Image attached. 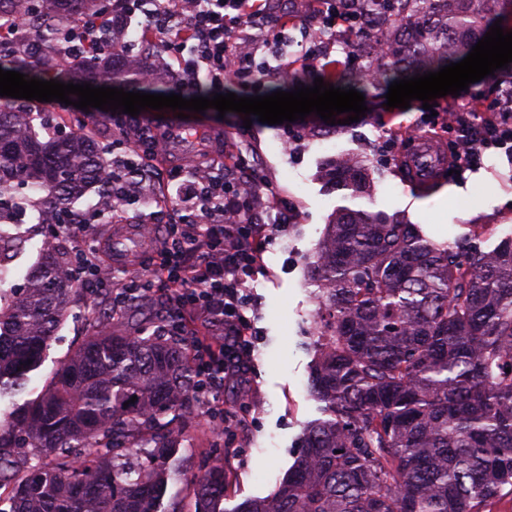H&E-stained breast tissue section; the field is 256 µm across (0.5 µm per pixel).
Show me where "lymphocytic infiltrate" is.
Segmentation results:
<instances>
[{"instance_id":"f902f5d3","label":"lymphocytic infiltrate","mask_w":512,"mask_h":512,"mask_svg":"<svg viewBox=\"0 0 512 512\" xmlns=\"http://www.w3.org/2000/svg\"><path fill=\"white\" fill-rule=\"evenodd\" d=\"M267 0H195L184 13L173 0H157L145 27L159 26L168 50L177 53L184 73L177 87L190 91L209 85L220 88L225 77L240 87L256 80L260 66L255 47H271L283 39L282 24H267ZM256 29L251 50L240 38L244 27ZM202 43L184 49L196 30ZM210 152H203L192 169L169 170L172 180L187 179L184 201L169 217L150 264L128 266L127 275L113 282L101 266L105 246L94 222L61 225L75 247L69 278L90 296L108 291L113 311L129 301L160 296L165 313L157 328L165 336L187 339V355L200 372L199 392L207 394L221 378L248 386L252 328L246 315L247 283L263 262L265 244L285 224H260L252 219L256 206H280L279 195L259 174L247 184L224 180L215 173Z\"/></svg>"}]
</instances>
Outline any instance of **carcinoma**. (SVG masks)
Wrapping results in <instances>:
<instances>
[{
  "instance_id": "carcinoma-1",
  "label": "carcinoma",
  "mask_w": 512,
  "mask_h": 512,
  "mask_svg": "<svg viewBox=\"0 0 512 512\" xmlns=\"http://www.w3.org/2000/svg\"><path fill=\"white\" fill-rule=\"evenodd\" d=\"M350 45L366 64L323 71L324 84L364 92L465 58L512 0H348ZM80 20L101 39L66 65L61 48ZM100 0H0V69L65 84L143 87L139 62L114 35ZM62 136L46 113L0 100V234L31 206L75 224L70 206L110 164L73 115ZM404 160L383 153L402 180ZM375 166L335 160L343 199L371 194ZM470 235L438 242L400 215L341 206L307 263L318 302L308 381L327 418L309 424L302 452L274 493L237 512H492L512 496V239L492 250ZM70 252L51 247L15 298L0 287V402H14L72 308ZM181 337L96 330L35 397L0 418V488L9 512H154L169 476L175 430L196 372ZM511 372H506V369ZM137 400H132V397ZM31 449V458L19 449ZM224 465L196 480L192 512H224Z\"/></svg>"
}]
</instances>
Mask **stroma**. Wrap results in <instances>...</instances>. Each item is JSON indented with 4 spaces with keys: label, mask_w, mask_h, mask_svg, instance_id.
I'll return each instance as SVG.
<instances>
[{
    "label": "stroma",
    "mask_w": 512,
    "mask_h": 512,
    "mask_svg": "<svg viewBox=\"0 0 512 512\" xmlns=\"http://www.w3.org/2000/svg\"><path fill=\"white\" fill-rule=\"evenodd\" d=\"M309 45L302 36L284 52L259 55V62L267 67L261 75V94L271 93L285 78L304 73L302 56ZM496 83L512 84V70L501 69L496 80L472 83L460 95L432 99L428 111L419 100L411 101L409 108L390 111L385 105L386 88L370 90L365 95V116L337 125L338 149L367 160L378 159L385 140L398 142L409 133L428 132L424 120L433 110L445 130L452 110L466 111L473 123H486L488 113L469 110L468 105L473 99L489 98ZM243 119V114L229 111L221 115L210 108L191 113L186 123L217 136L231 128L238 130L236 146L245 158L246 170L264 176L284 206L294 210L296 220L273 236L263 255V270L249 282L246 314L253 327L254 349L249 393L241 395L238 385L228 381L209 394L207 401L193 400L172 475L154 504L155 512H188L193 505L189 478L204 455L230 466L226 512H234L246 499L269 496L301 451L304 424L323 416L322 403L308 389L318 304L313 287L307 284L306 263L342 199L321 177L328 155L319 152L307 136L309 127L321 124L322 119L312 114L283 124L256 121L248 128ZM371 206L404 216L437 241H452L481 229L487 247H494L512 237V155L495 149L482 151L476 166L448 175L440 191L430 197L416 195L396 176L380 170L374 176ZM93 330V322L85 318H67L56 329L45 361L33 372L30 389L41 390L59 362ZM244 399L250 406L245 424L225 435L214 433L203 413L204 404L231 408Z\"/></svg>",
    "instance_id": "obj_1"
}]
</instances>
